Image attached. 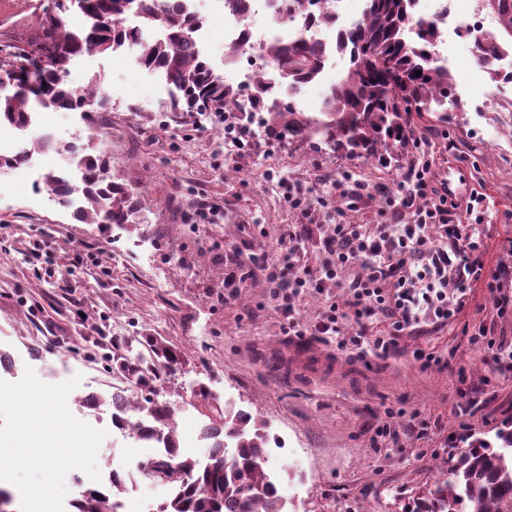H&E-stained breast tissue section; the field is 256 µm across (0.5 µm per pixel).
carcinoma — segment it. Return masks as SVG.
Instances as JSON below:
<instances>
[{
    "label": "carcinoma",
    "mask_w": 512,
    "mask_h": 512,
    "mask_svg": "<svg viewBox=\"0 0 512 512\" xmlns=\"http://www.w3.org/2000/svg\"><path fill=\"white\" fill-rule=\"evenodd\" d=\"M53 0L42 37L27 46L0 48V126L27 123L32 108L82 109L93 104L108 111V99L98 97V80L82 89L67 80L72 61L85 54H110L138 47V64L162 74L174 90L170 111L192 117L203 112H230L239 91L224 81L193 36L204 19L183 0ZM286 14L306 15L303 26L288 39L264 49L271 77L255 85L253 106L282 89L293 96L314 82L331 52L349 54L346 76L324 100L323 117L312 118L291 100L278 99L267 108V130L281 140L318 142L350 158L387 165L390 141L409 143L419 133L427 112H448L458 106L448 96L454 80L436 65L438 33L424 17H415L416 0H366L363 19L336 34L322 47L310 29L335 20V0H282ZM76 10L84 22L75 27L68 15ZM488 14L499 30L512 24V0H487ZM505 44L495 34L475 46L476 58L490 65ZM421 75H416V72ZM415 101L424 111L412 112ZM85 206L78 219L89 224L107 220L119 228L133 223L134 192L108 176L106 160L84 155ZM112 374L144 387L145 405L111 396L122 406L112 422H130L128 410L147 409L148 438L163 452L145 463L153 472L168 465L176 477L167 483L168 497L157 512H284V497L267 468L269 434L251 414L222 408L208 387L193 390L196 405L207 412L206 435L213 440L204 459L183 453L169 402L156 384L177 371L182 350L157 336H134L126 353L113 345ZM446 479L422 491L410 512H512V429L495 432V441L476 438L467 448L449 454ZM123 494V479L112 475L110 491L88 489L73 503L72 512H115Z\"/></svg>",
    "instance_id": "carcinoma-1"
}]
</instances>
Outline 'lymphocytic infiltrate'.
Instances as JSON below:
<instances>
[{"label":"lymphocytic infiltrate","mask_w":512,"mask_h":512,"mask_svg":"<svg viewBox=\"0 0 512 512\" xmlns=\"http://www.w3.org/2000/svg\"><path fill=\"white\" fill-rule=\"evenodd\" d=\"M369 185L345 182L337 199L290 188L286 194L298 223L289 225L283 255L268 277L291 336L336 338L360 357H388L403 337L423 324L447 327L469 307L473 289L495 298L499 318L512 317V243L496 264L474 225L455 223L448 192L435 180L430 161L411 166L385 203L382 224H350L345 212L371 195ZM340 293L307 326L295 317V298L305 290ZM353 332H346L347 322Z\"/></svg>","instance_id":"lymphocytic-infiltrate-1"}]
</instances>
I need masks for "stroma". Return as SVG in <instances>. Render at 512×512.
<instances>
[{
  "instance_id": "1",
  "label": "stroma",
  "mask_w": 512,
  "mask_h": 512,
  "mask_svg": "<svg viewBox=\"0 0 512 512\" xmlns=\"http://www.w3.org/2000/svg\"><path fill=\"white\" fill-rule=\"evenodd\" d=\"M51 3L0 0V45L34 40ZM195 8L210 32L208 60L223 71L224 22L214 0H197ZM445 52L458 108L424 132L420 146L396 147L390 165L364 167L360 179L374 192L345 219L382 223L385 189L425 154L437 177L452 170L480 182L486 203L478 230L490 237L493 262L512 240V87L497 86L467 38L449 37ZM349 66L337 56L296 95L298 108L318 115L323 93ZM95 75L112 105L105 158L111 174L136 191L137 222L126 230L82 223L47 194L45 174L70 167L62 146L95 153L102 136L89 112H54L56 149L24 140L39 157L34 177L0 168V350L16 377L29 368L47 384L79 377L68 408L83 421L79 397L110 399L117 382L100 339L163 338L184 352L162 389L178 437L203 419L190 405L201 385L265 422L278 441L267 466L280 479L286 512H404L425 483L442 479L459 424L490 440L512 422V372L499 374L491 350L469 346L460 325L403 338L399 354L368 362L321 337L283 332L267 279L281 259L282 235L298 220L283 184L330 190L351 161L271 140L226 150L222 130L231 118L208 113L194 122L167 111L160 79L127 51L76 58L68 81L81 88ZM207 199L221 202L224 215L200 232L196 210ZM235 264L252 273L240 285L224 281ZM418 348L453 352L452 370L421 371ZM463 388L470 395L462 399ZM399 408L426 422L425 438L388 417ZM385 422L389 435L377 436Z\"/></svg>"
}]
</instances>
